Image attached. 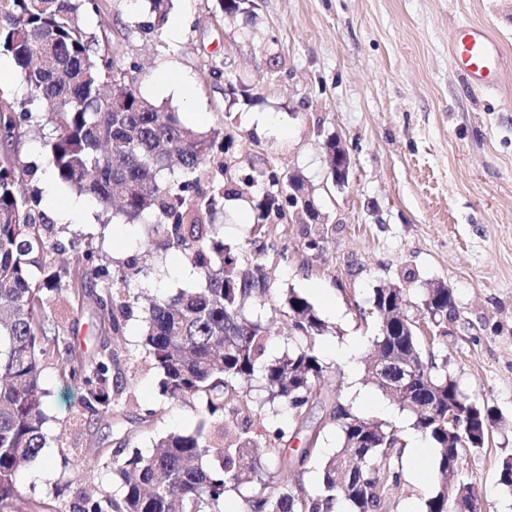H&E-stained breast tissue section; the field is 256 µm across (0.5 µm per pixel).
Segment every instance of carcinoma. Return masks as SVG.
<instances>
[{
    "mask_svg": "<svg viewBox=\"0 0 512 512\" xmlns=\"http://www.w3.org/2000/svg\"><path fill=\"white\" fill-rule=\"evenodd\" d=\"M146 14L138 24L155 37L172 0H135ZM232 17L246 13L244 0H216ZM102 16L100 0H0V56L8 57L24 88L16 105H0V137L19 139L31 129L51 128L47 167L69 190L93 199L103 211L118 203V214L132 224H148L166 250L182 252L200 275L199 287L168 299L149 300L140 347L161 374L160 390L170 399H190L199 415L196 429L161 438L152 453L135 449L113 463L120 494L99 491L88 512H207L232 488L244 490L247 512H330L341 499L351 512H383L386 492L401 483L400 430L360 417L340 402L332 419L340 446L322 462L319 489L305 490L298 475L317 448L298 453L288 445L306 420L326 372L316 341L329 332L312 304L293 290L274 296L262 257L269 227L282 223L288 191L306 190L298 173L266 171L271 189L251 198L255 220L249 250L234 251L215 223L218 208L243 196L254 174L232 175L216 160L233 145L221 129L195 130L176 111L145 97L136 87L139 64L118 46L100 48L86 24ZM39 167L16 158L0 160V512H23L20 468L44 447L46 415L40 388L41 362L55 353L58 338L47 335L42 319L50 295L76 288L89 274L93 255L78 245L76 268L66 265L44 275L54 249L38 223L42 190ZM334 224H305L304 246L320 251ZM143 273L129 257L112 271V291L96 305L112 318V342L102 343L89 369L71 367L70 383L83 391L82 407H108L112 364L140 296L121 287ZM278 301L291 324L296 345L271 358L274 323L251 318L248 310ZM408 289L384 282L373 289L372 312L378 328L373 355L385 357L381 371L366 361L372 384L413 416V428L437 448L429 482L427 512H475L472 492L459 479L467 453L488 444L498 421L491 409L469 399L448 375L423 358L422 341L448 335L455 315L452 292L438 284L425 289L421 312L411 313ZM413 364L407 395L392 392L396 361ZM259 380L272 407L288 409L291 421L274 425L260 442L252 436L250 391ZM469 423L465 439L448 446V411ZM273 457L277 482L267 481L258 452Z\"/></svg>",
    "mask_w": 512,
    "mask_h": 512,
    "instance_id": "carcinoma-1",
    "label": "carcinoma"
}]
</instances>
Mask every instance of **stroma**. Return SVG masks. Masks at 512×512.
Listing matches in <instances>:
<instances>
[{
    "label": "stroma",
    "mask_w": 512,
    "mask_h": 512,
    "mask_svg": "<svg viewBox=\"0 0 512 512\" xmlns=\"http://www.w3.org/2000/svg\"><path fill=\"white\" fill-rule=\"evenodd\" d=\"M104 5L109 42L142 65L143 95L197 130L233 134L242 167L301 172L335 226L313 253L297 220L280 224L266 237L264 259L273 287L305 297L329 327L317 342L328 370L302 429L317 434L318 455L339 443L330 417L338 401L398 427L405 443L414 436L410 413L366 379L375 325L360 318L380 282H401L411 270L413 304L430 283L454 294L457 318L432 346L436 362L502 419L488 447L463 458L459 477L472 484L482 512H512V494L498 483L502 460L512 458V90L469 86L449 50L452 30L473 22L512 55V0H254L249 14L235 17L206 0H175L150 41L138 33L129 0ZM173 74L187 79L176 95L162 90ZM330 137L351 159L341 189L322 149ZM42 210L58 246L48 266L70 261L78 242L109 267L137 256L144 274L133 292L168 297L200 283L184 256L161 249L143 225L100 221L94 201L59 189ZM111 288L109 278L92 279L82 305L67 295L46 306L51 334L73 337L74 350L43 362L46 444L18 475L27 512H87L94 490L118 489L114 459L132 448L151 453L161 437L198 424L189 401L161 395L160 373L138 347L143 307L118 350L121 394L108 412L79 408L80 393L61 370L87 362L92 342L111 341L95 303ZM350 344L356 357L336 358L334 348ZM435 459V451L416 459L402 448V481L388 491L384 512H426Z\"/></svg>",
    "instance_id": "1"
}]
</instances>
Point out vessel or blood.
<instances>
[{
    "label": "vessel or blood",
    "instance_id": "obj_1",
    "mask_svg": "<svg viewBox=\"0 0 512 512\" xmlns=\"http://www.w3.org/2000/svg\"><path fill=\"white\" fill-rule=\"evenodd\" d=\"M449 47L452 55L460 59L469 84L481 88L501 85L504 50L484 26L475 23L458 26L451 34Z\"/></svg>",
    "mask_w": 512,
    "mask_h": 512
}]
</instances>
